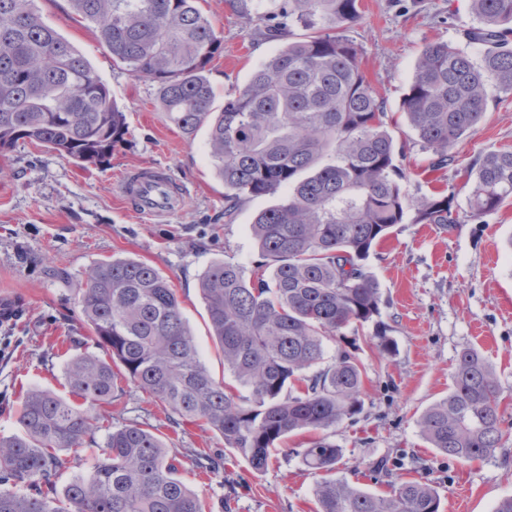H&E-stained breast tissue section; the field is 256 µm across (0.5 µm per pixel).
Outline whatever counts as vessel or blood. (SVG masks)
Returning a JSON list of instances; mask_svg holds the SVG:
<instances>
[{"instance_id": "obj_1", "label": "vessel or blood", "mask_w": 512, "mask_h": 512, "mask_svg": "<svg viewBox=\"0 0 512 512\" xmlns=\"http://www.w3.org/2000/svg\"><path fill=\"white\" fill-rule=\"evenodd\" d=\"M117 188L131 212L151 220L171 216L183 203L182 189L174 185L159 166L144 165L125 172Z\"/></svg>"}]
</instances>
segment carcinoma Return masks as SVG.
I'll return each instance as SVG.
<instances>
[{"mask_svg":"<svg viewBox=\"0 0 512 512\" xmlns=\"http://www.w3.org/2000/svg\"><path fill=\"white\" fill-rule=\"evenodd\" d=\"M475 24L465 47L422 49L403 110L428 167L456 162L452 148L484 119L490 86L512 95V0H469ZM93 23L112 58L156 86L163 111L186 134L206 125L224 219L242 197L285 192L256 215L260 261L250 277L233 262L209 265L199 279L212 337L239 387L212 377L182 320L169 278L150 264L112 259L91 267L79 306L95 348L66 370L70 397L26 392L21 434L0 436V512H205L179 476L181 460L137 424L105 426L100 410L118 396V376L160 406L172 424L203 422L224 447L257 472L271 451L303 430H327L359 413L366 367L349 350L324 363L342 329L380 315L377 282L364 269L373 247L413 212L416 224L459 223L442 192L409 198L387 112L360 69L346 30L359 0H280L261 18L265 34L293 27L303 37L257 69L215 110L205 75L224 38L197 0H69ZM482 52L475 61L471 50ZM125 113L91 65L35 8L0 0V151L38 142L77 164L105 165L128 143ZM469 217L479 220L512 200V151L477 155L467 170ZM492 368L463 350L448 396L420 417L432 447L461 462L486 459L502 439ZM104 445L89 471L58 492V451ZM342 449L322 436L303 450L322 474L316 512H439L427 484L402 481L388 496L329 479Z\"/></svg>","mask_w":512,"mask_h":512,"instance_id":"cac0c4a2","label":"carcinoma"}]
</instances>
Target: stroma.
<instances>
[{"label": "stroma", "instance_id": "obj_1", "mask_svg": "<svg viewBox=\"0 0 512 512\" xmlns=\"http://www.w3.org/2000/svg\"><path fill=\"white\" fill-rule=\"evenodd\" d=\"M43 21L71 43L108 86L126 115L129 142L108 165H77L43 145L19 141L0 152V301L12 300L21 313L0 322V436L18 433L23 395L41 388L67 395L65 367L83 350L89 335L78 305L86 271L107 260L145 261L172 281L182 316L215 378L233 383L209 333L198 278L210 264L229 261L252 272L259 251L251 233L255 216L280 203L281 194L243 200L232 223L224 221V184L214 172L207 128L185 136L162 112L151 82L116 64L93 24L68 0H35ZM198 5L224 39L206 75L223 106L252 73L286 47L255 33L228 0ZM459 9L449 16V6ZM466 0H361V17L348 31L362 52L361 68L384 100L399 129L407 122L402 101L416 60L431 42L460 44L459 30L471 22ZM512 150V99L489 106L484 121L454 151L455 168L428 183L429 158L409 143L401 166L408 197L433 189L454 195L460 223L441 227L412 219L392 228L371 251L367 272L381 292L379 316L395 343L378 357L374 327L346 329L328 342V354L344 348L366 365L362 409L329 429L342 450L338 478L387 494L402 479L434 487L441 512H494L512 496V204L474 221L466 217L465 169L475 155ZM145 164L166 169L186 196L182 209L163 222L131 213L116 184L124 171ZM479 352L490 364L500 391L503 438L486 460L463 463L430 448L418 420L447 395L462 350ZM103 406L113 424L135 422L158 430L170 452L185 455V481L207 512H314L321 480L302 462L315 435H291L273 453L268 467L254 471L228 454L224 442L199 424L169 425L160 407L131 383ZM222 456L218 473L204 474L191 454Z\"/></svg>", "mask_w": 512, "mask_h": 512}]
</instances>
